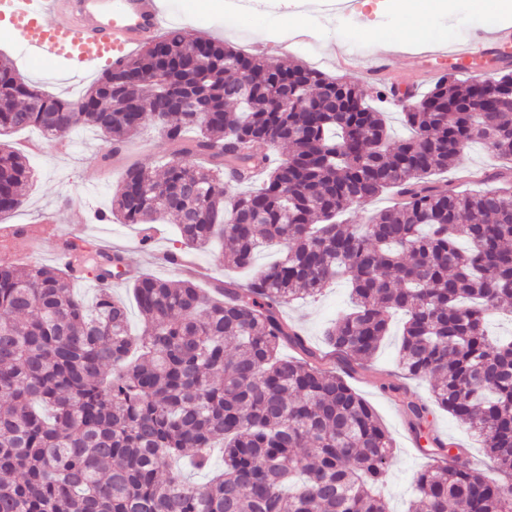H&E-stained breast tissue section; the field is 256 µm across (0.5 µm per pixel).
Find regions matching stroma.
<instances>
[{"mask_svg":"<svg viewBox=\"0 0 512 512\" xmlns=\"http://www.w3.org/2000/svg\"><path fill=\"white\" fill-rule=\"evenodd\" d=\"M307 0H271L260 16H244L235 25L224 23V6L220 0H168L170 27H182L211 38L228 41L236 48L271 61L295 60L316 67L330 76L353 82L367 96L394 84L413 81L417 91L429 90L457 60L450 55L453 37L448 29L455 16L471 19L476 27L494 30L512 27V0H450L448 8L426 15L413 12L394 13L389 0H351L349 15L341 19L344 36H336L329 27L314 26ZM373 30L375 41H368L365 30ZM419 40H412V33ZM21 33L10 30L0 36V56L13 61L17 71L46 93L75 96L108 69V62L98 59L95 48H87L89 73L84 82L68 80L67 61L45 70L20 52ZM11 148L26 152L35 176L24 204L0 222L19 226H39L51 221L50 232L34 238L20 237L12 245L0 243V254L14 248L31 251L38 263L59 266L67 241L77 237L121 250L131 271H147L163 278H178V270L154 262L159 251L173 250L178 238L173 222L161 221L155 243L139 244L137 226L114 221L93 222L92 210L108 208L112 194L121 181L125 167L137 162L158 169L169 157V146L154 126L144 127L131 137L124 150L113 157L111 166H103L101 157L110 149L99 134L80 126L67 136L47 140L41 132L28 128L4 138ZM495 158L481 145L464 152L462 161L447 172L438 174V185L456 191L476 189L475 173L490 169ZM350 306L349 291L339 283L321 295L285 309L284 314L315 347L321 346L328 322ZM399 327H392L369 369L351 378V386L376 410L395 440L397 459L384 489L389 512H407L414 497L413 480L426 468L428 457L414 446L405 418L383 383L407 382L423 400L432 396L429 381L403 379L397 364ZM431 430L443 440L467 448L472 462L486 467L487 460L468 430L447 412L435 411Z\"/></svg>","mask_w":512,"mask_h":512,"instance_id":"obj_1","label":"stroma"}]
</instances>
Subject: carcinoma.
<instances>
[{"label":"carcinoma","instance_id":"obj_1","mask_svg":"<svg viewBox=\"0 0 512 512\" xmlns=\"http://www.w3.org/2000/svg\"><path fill=\"white\" fill-rule=\"evenodd\" d=\"M492 81L494 99L452 72L411 94V135L393 142L358 85L181 29L76 98L42 92L0 58V136L85 125L118 148L160 125L171 159L157 174L128 165L102 219L170 217L183 249L222 240L239 269L261 245L282 253L210 294L192 279L132 277L137 335L112 295L121 253L67 243L94 273L90 306L57 267L0 264V512H386L379 488L395 444L345 376L366 368L397 311L403 375L433 381L435 405L479 438L497 472L432 435L412 509L512 512V338L486 328L512 313V70ZM274 92L310 106L272 112ZM474 143L506 170L477 191L436 186L431 176ZM276 145L288 156L274 164ZM259 170L256 187L228 194ZM30 180L28 158L0 143V215L23 205ZM387 192L396 202L365 223L344 218ZM341 277L354 309L315 349L282 308ZM384 389L421 439L432 408L404 386ZM218 446L224 467L203 485L171 468L179 458L209 471Z\"/></svg>","mask_w":512,"mask_h":512}]
</instances>
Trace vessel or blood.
Wrapping results in <instances>:
<instances>
[{"instance_id":"vessel-or-blood-1","label":"vessel or blood","mask_w":512,"mask_h":512,"mask_svg":"<svg viewBox=\"0 0 512 512\" xmlns=\"http://www.w3.org/2000/svg\"><path fill=\"white\" fill-rule=\"evenodd\" d=\"M72 19L57 14V0H0V20L9 19L23 35V46L40 65L65 59L71 78L84 75L86 47L120 63L130 48L155 37L165 23L163 0H69ZM484 54L499 67L512 63V28L467 32L457 43L458 58Z\"/></svg>"}]
</instances>
